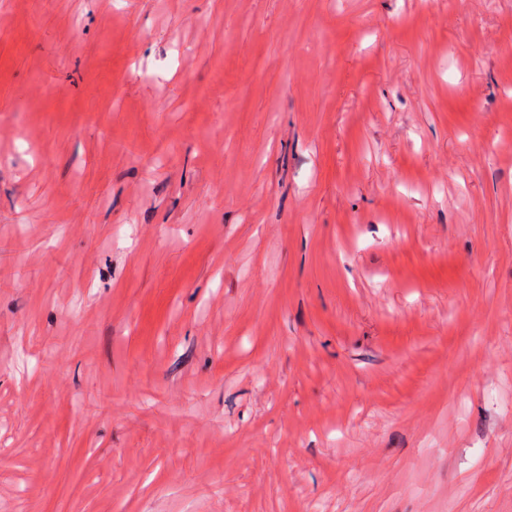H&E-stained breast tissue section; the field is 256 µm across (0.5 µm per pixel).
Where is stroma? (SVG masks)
<instances>
[{"instance_id":"obj_1","label":"stroma","mask_w":512,"mask_h":512,"mask_svg":"<svg viewBox=\"0 0 512 512\" xmlns=\"http://www.w3.org/2000/svg\"><path fill=\"white\" fill-rule=\"evenodd\" d=\"M0 512H512V0H0Z\"/></svg>"}]
</instances>
